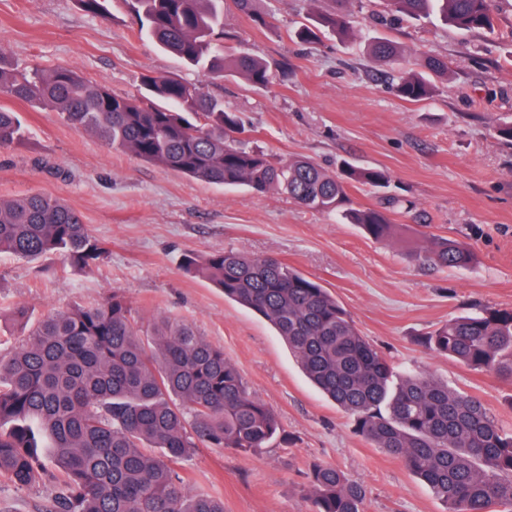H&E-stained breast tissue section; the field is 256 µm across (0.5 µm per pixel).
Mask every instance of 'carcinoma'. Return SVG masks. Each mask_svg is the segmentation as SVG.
<instances>
[{"instance_id":"1","label":"carcinoma","mask_w":512,"mask_h":512,"mask_svg":"<svg viewBox=\"0 0 512 512\" xmlns=\"http://www.w3.org/2000/svg\"><path fill=\"white\" fill-rule=\"evenodd\" d=\"M255 0H233L258 25L266 16ZM392 11L414 19L437 16L465 31L493 29L491 0H389ZM146 34L203 75L238 74L263 88L269 66L246 52L218 55L224 0H131ZM327 29L342 39L354 31L342 9L298 30L304 41ZM387 65L403 59L390 40L371 44ZM417 65L441 75L434 57ZM132 97L57 66L9 67L0 61V95L44 104L72 126L96 133L112 149L177 174L255 192L280 189L301 207L335 213L379 240L393 225L373 208H356L353 183L385 189L386 172L343 164L330 175L307 159L276 164L240 140L244 124L203 83L162 74ZM402 98L432 92L421 75L402 79ZM25 139L14 112L0 109V147ZM38 258L62 254L89 269L106 254L82 216L40 193L0 198V254ZM425 260L462 267L473 253L454 240L430 236ZM188 270L224 297L266 318L309 381L354 417L355 430L385 449L445 504V512H512V433H505L477 399L448 391L427 375L394 378L386 358L356 329L336 298L287 264L241 251L186 259ZM432 351L474 370L512 380V309L484 308L426 336ZM0 475L25 487L42 461L39 440L63 476L69 496L51 512H224V500L189 495L171 464L200 443L251 451L279 432L275 412L249 391L237 367L193 328L165 321L143 339L131 309L114 293L102 302L47 314L10 356L0 358ZM162 450L160 457L146 453ZM307 491L313 512H364L363 486L334 466L314 464Z\"/></svg>"}]
</instances>
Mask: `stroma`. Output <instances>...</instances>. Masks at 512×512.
Listing matches in <instances>:
<instances>
[{
  "label": "stroma",
  "mask_w": 512,
  "mask_h": 512,
  "mask_svg": "<svg viewBox=\"0 0 512 512\" xmlns=\"http://www.w3.org/2000/svg\"><path fill=\"white\" fill-rule=\"evenodd\" d=\"M256 25L224 7L218 51L267 61L265 88L241 76L200 78L140 32L125 0L90 14L79 0H0V57L26 65L69 66L120 95L135 96L143 76L204 81L237 113L247 143L276 163L304 157L328 173L342 162L384 170L388 190L350 186L353 206L385 211L393 236H365L336 214L306 210L286 193H252L190 179L113 150L97 135L36 103L0 95V108L27 129L0 149V197L41 193L78 211L107 249L89 271L61 257L0 254V356L47 313L124 297L141 336L175 320L221 347L250 392L277 414L281 435L240 452L200 447L176 470L190 493L224 500V512H312L311 464L335 466L367 492L366 512H444L443 503L385 450L354 431L352 417L306 379L272 325L208 281L185 258L236 250L272 256L334 294L358 331L397 376L422 372L481 400L512 432V382L428 350L423 339L449 320L485 307H512V143L497 127L512 119V0H497L495 33L462 31L437 18L393 16L386 0H350L354 35L305 42L297 29L336 10V0H258ZM385 38L404 51L399 68L368 45ZM420 56L443 59L432 97L409 101L395 85ZM458 241L474 253L463 268L421 258L427 236ZM24 304L27 325L12 308ZM64 484L45 464L28 487L0 476V512H51Z\"/></svg>",
  "instance_id": "stroma-1"
}]
</instances>
